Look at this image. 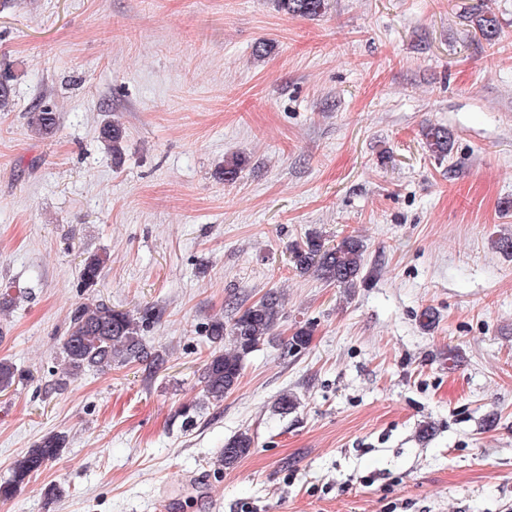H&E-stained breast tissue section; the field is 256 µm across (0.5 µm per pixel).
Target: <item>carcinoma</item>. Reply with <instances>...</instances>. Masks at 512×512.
Instances as JSON below:
<instances>
[{
	"label": "carcinoma",
	"mask_w": 512,
	"mask_h": 512,
	"mask_svg": "<svg viewBox=\"0 0 512 512\" xmlns=\"http://www.w3.org/2000/svg\"><path fill=\"white\" fill-rule=\"evenodd\" d=\"M278 7L288 15L314 17L325 8V0H276ZM475 24L485 40L492 44L499 38L496 16L478 14ZM15 96L13 75L0 71V112L9 110ZM58 116L52 110L38 107L28 116L30 131L47 137L56 130ZM425 147L435 158L442 160L451 153L453 143L447 130L429 126L422 131ZM124 128L116 122L105 123L100 138L112 152V159L122 156ZM248 160L235 155L224 160L221 175L226 183L235 182ZM365 245L361 238L347 235L334 244H328L319 233H308L291 250L296 271L312 275L328 284L347 289L363 279ZM109 256L90 254L82 260L78 286L94 292ZM284 313L283 294L268 290L258 301L238 310L226 321L214 318L206 327V336L215 344H226L225 350L214 351L205 361L201 374L203 395L208 400L220 401L238 384L244 359L270 336L274 335ZM155 312L145 307L135 312L116 310L98 300L78 305L70 315L65 335L60 343L64 373L75 379L87 371L108 369L114 365L141 362L148 368H159L163 358L151 352L144 342L143 332L153 322ZM312 340V329L303 325L288 341L289 349L299 352L307 349ZM20 371L8 359H0V393L8 392L19 380ZM66 446V436L51 434L30 449L13 468L9 479L0 482V500L14 498L17 490L45 463L58 456ZM255 448L254 438L246 431L224 442L218 456L219 465L230 469L249 456Z\"/></svg>",
	"instance_id": "1"
}]
</instances>
